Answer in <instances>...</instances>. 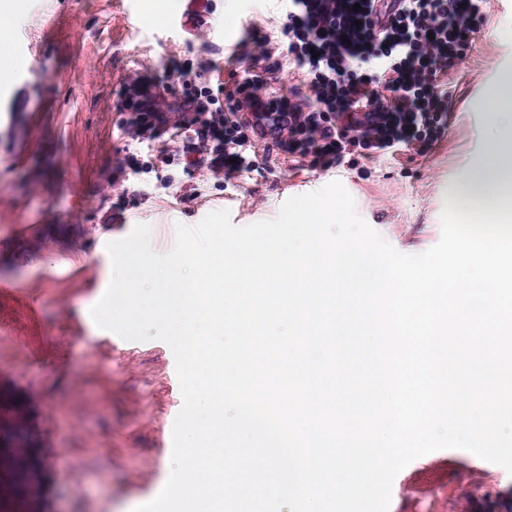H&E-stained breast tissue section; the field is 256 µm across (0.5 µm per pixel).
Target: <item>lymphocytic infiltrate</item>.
Segmentation results:
<instances>
[{"label":"lymphocytic infiltrate","instance_id":"lymphocytic-infiltrate-1","mask_svg":"<svg viewBox=\"0 0 512 512\" xmlns=\"http://www.w3.org/2000/svg\"><path fill=\"white\" fill-rule=\"evenodd\" d=\"M489 9L490 0H286L287 46L249 29L238 51L244 77L223 102L193 87L188 64L181 70L187 90L172 106L163 105L158 85L132 86L131 130H172L184 155H205L210 171L228 176L254 167L246 147L253 136L320 171L354 154L426 153L446 128V77ZM286 63L301 76L288 94L274 86Z\"/></svg>","mask_w":512,"mask_h":512}]
</instances>
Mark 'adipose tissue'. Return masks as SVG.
<instances>
[{
    "label": "adipose tissue",
    "mask_w": 512,
    "mask_h": 512,
    "mask_svg": "<svg viewBox=\"0 0 512 512\" xmlns=\"http://www.w3.org/2000/svg\"><path fill=\"white\" fill-rule=\"evenodd\" d=\"M479 109L491 113L494 121L485 159L465 181L463 199L477 225L491 218L507 224L512 222V69L499 72L494 93L480 102Z\"/></svg>",
    "instance_id": "adipose-tissue-1"
}]
</instances>
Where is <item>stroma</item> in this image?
Segmentation results:
<instances>
[{
  "label": "stroma",
  "mask_w": 512,
  "mask_h": 512,
  "mask_svg": "<svg viewBox=\"0 0 512 512\" xmlns=\"http://www.w3.org/2000/svg\"><path fill=\"white\" fill-rule=\"evenodd\" d=\"M508 20L512 0H492L448 74V127L426 154L311 171L257 141L254 170L229 180L186 170L169 138H135L122 90L148 75L180 91L187 63L205 80L218 67L235 88L243 66L231 52L253 26L279 36L281 0H26L8 38L26 66L0 95V419L21 411L35 444L31 512H135L170 475L183 405L174 355L95 324L112 277L107 243L146 224L164 254L177 225L222 209L237 226L271 220L288 198L338 181L396 250L423 253L483 158L489 117L475 103L512 68V32L499 30ZM389 512H512V474L462 449L434 451L397 474Z\"/></svg>",
  "instance_id": "obj_1"
}]
</instances>
